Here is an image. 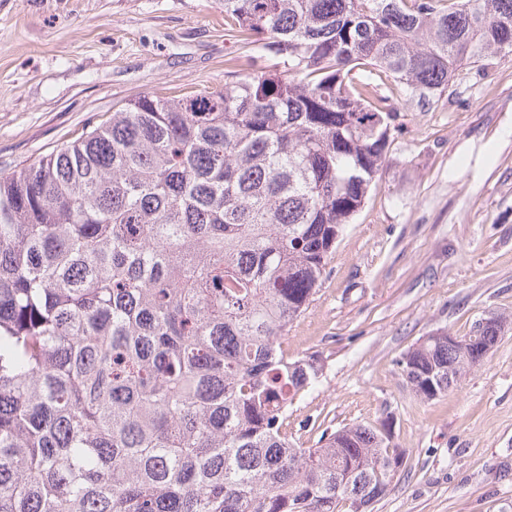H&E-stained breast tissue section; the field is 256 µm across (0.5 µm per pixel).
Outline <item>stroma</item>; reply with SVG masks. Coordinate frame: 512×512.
<instances>
[{
	"instance_id": "35a3bbf8",
	"label": "stroma",
	"mask_w": 512,
	"mask_h": 512,
	"mask_svg": "<svg viewBox=\"0 0 512 512\" xmlns=\"http://www.w3.org/2000/svg\"><path fill=\"white\" fill-rule=\"evenodd\" d=\"M224 0H0V173L153 94L224 85ZM386 162L283 344L320 356L288 437L391 419L404 466L369 512H512V331L447 395L421 399L400 357L426 336L512 316V61L463 69L428 110L402 86Z\"/></svg>"
}]
</instances>
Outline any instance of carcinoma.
I'll return each mask as SVG.
<instances>
[{"label": "carcinoma", "instance_id": "obj_1", "mask_svg": "<svg viewBox=\"0 0 512 512\" xmlns=\"http://www.w3.org/2000/svg\"><path fill=\"white\" fill-rule=\"evenodd\" d=\"M224 37L252 71L0 174V512H355L394 479L383 426L288 439L322 368L282 345L376 185L386 82L424 106L511 60L512 0H224ZM399 365L447 394L448 335Z\"/></svg>", "mask_w": 512, "mask_h": 512}]
</instances>
